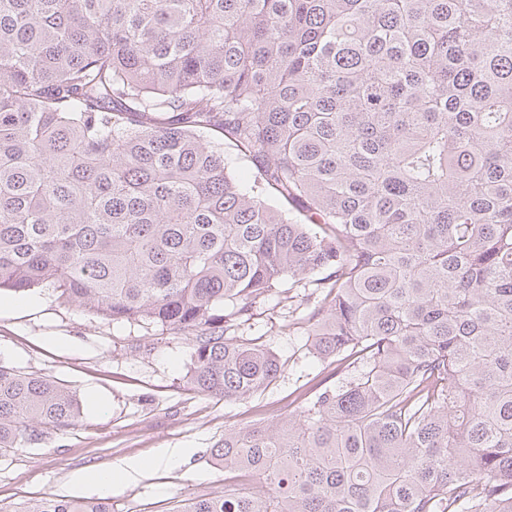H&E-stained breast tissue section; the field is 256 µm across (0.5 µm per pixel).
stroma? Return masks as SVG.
<instances>
[{
    "instance_id": "obj_1",
    "label": "stroma",
    "mask_w": 512,
    "mask_h": 512,
    "mask_svg": "<svg viewBox=\"0 0 512 512\" xmlns=\"http://www.w3.org/2000/svg\"><path fill=\"white\" fill-rule=\"evenodd\" d=\"M306 295L295 287L255 305L239 334L270 347L283 372L265 390L227 402L190 389L185 337L101 319L62 303L49 288L29 291L34 308L0 315V364L63 383L83 414L75 426L45 428L39 444L0 456V507L98 495L93 484L76 482V474L166 448L181 449L182 462L117 482L113 512H179L183 500L221 491L224 473L212 464L211 449L225 430L285 417L298 410L303 395L342 379L335 364L316 361L305 348ZM144 343L152 344L151 352L141 351Z\"/></svg>"
}]
</instances>
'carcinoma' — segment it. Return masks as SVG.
<instances>
[{
  "label": "carcinoma",
  "mask_w": 512,
  "mask_h": 512,
  "mask_svg": "<svg viewBox=\"0 0 512 512\" xmlns=\"http://www.w3.org/2000/svg\"><path fill=\"white\" fill-rule=\"evenodd\" d=\"M286 282L348 378L224 430L179 512H512V0H0V290L184 336L229 401ZM81 411L0 365V455Z\"/></svg>",
  "instance_id": "carcinoma-1"
}]
</instances>
